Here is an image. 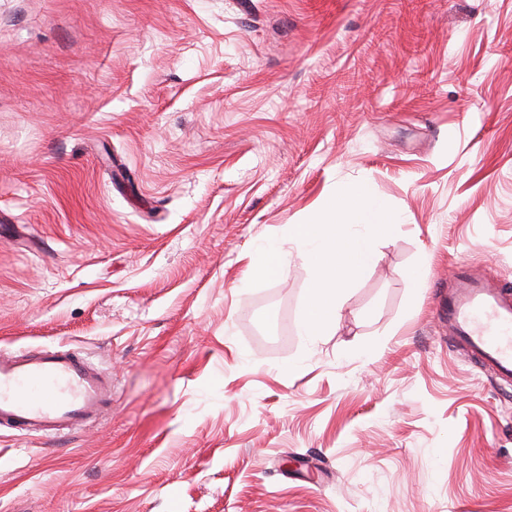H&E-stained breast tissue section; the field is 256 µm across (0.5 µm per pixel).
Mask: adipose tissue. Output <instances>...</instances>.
<instances>
[{
    "label": "adipose tissue",
    "mask_w": 512,
    "mask_h": 512,
    "mask_svg": "<svg viewBox=\"0 0 512 512\" xmlns=\"http://www.w3.org/2000/svg\"><path fill=\"white\" fill-rule=\"evenodd\" d=\"M396 222V216L377 201L374 186L364 180L330 200L321 220L296 225L295 239L305 247L312 266L305 335L318 336L335 325L344 284L363 277L373 266L369 242L349 235L347 226L366 224L389 231Z\"/></svg>",
    "instance_id": "1"
}]
</instances>
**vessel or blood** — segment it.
<instances>
[{
	"mask_svg": "<svg viewBox=\"0 0 512 512\" xmlns=\"http://www.w3.org/2000/svg\"><path fill=\"white\" fill-rule=\"evenodd\" d=\"M448 338L480 369L512 385V287L454 272L438 310ZM112 400V382L64 347L0 354V428L43 439L86 429Z\"/></svg>",
	"mask_w": 512,
	"mask_h": 512,
	"instance_id": "1",
	"label": "vessel or blood"
}]
</instances>
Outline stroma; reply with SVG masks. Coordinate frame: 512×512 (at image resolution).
I'll use <instances>...</instances> for the list:
<instances>
[{"label":"stroma","mask_w":512,"mask_h":512,"mask_svg":"<svg viewBox=\"0 0 512 512\" xmlns=\"http://www.w3.org/2000/svg\"><path fill=\"white\" fill-rule=\"evenodd\" d=\"M366 179L399 224L305 335L293 227ZM455 267L512 284V0H0V349L112 378L0 432V512H512Z\"/></svg>","instance_id":"35a3bbf8"}]
</instances>
